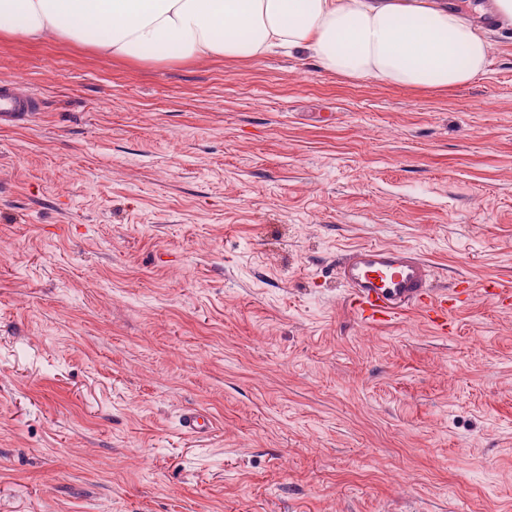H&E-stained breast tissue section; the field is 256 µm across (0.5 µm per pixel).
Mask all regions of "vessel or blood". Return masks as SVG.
I'll list each match as a JSON object with an SVG mask.
<instances>
[{
	"instance_id": "b4317fda",
	"label": "vessel or blood",
	"mask_w": 512,
	"mask_h": 512,
	"mask_svg": "<svg viewBox=\"0 0 512 512\" xmlns=\"http://www.w3.org/2000/svg\"><path fill=\"white\" fill-rule=\"evenodd\" d=\"M39 94L0 83V118L29 117L40 111ZM337 284L347 307L364 323L389 324L408 311L419 313L441 332L452 329V311L483 297L498 303L512 302V284L489 279L476 285L462 281L447 290L435 287V269L416 250L403 246L367 245L345 250L336 261ZM190 434L212 431L214 421L203 411L188 410L180 417Z\"/></svg>"
}]
</instances>
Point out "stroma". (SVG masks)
<instances>
[{
  "mask_svg": "<svg viewBox=\"0 0 512 512\" xmlns=\"http://www.w3.org/2000/svg\"><path fill=\"white\" fill-rule=\"evenodd\" d=\"M455 89L0 39V512H512V306L371 327L347 248L512 280V28ZM193 407L210 436L181 433ZM40 95L21 92L11 83H0V118H23L40 112Z\"/></svg>",
  "mask_w": 512,
  "mask_h": 512,
  "instance_id": "35a3bbf8",
  "label": "stroma"
}]
</instances>
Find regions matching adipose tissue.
I'll return each instance as SVG.
<instances>
[{
    "label": "adipose tissue",
    "mask_w": 512,
    "mask_h": 512,
    "mask_svg": "<svg viewBox=\"0 0 512 512\" xmlns=\"http://www.w3.org/2000/svg\"><path fill=\"white\" fill-rule=\"evenodd\" d=\"M68 39L137 61L303 50L327 71L412 88L484 74L489 39L445 0H0V38Z\"/></svg>",
    "instance_id": "obj_1"
}]
</instances>
